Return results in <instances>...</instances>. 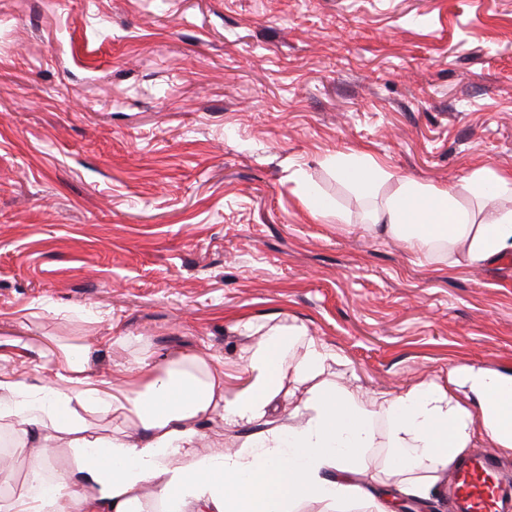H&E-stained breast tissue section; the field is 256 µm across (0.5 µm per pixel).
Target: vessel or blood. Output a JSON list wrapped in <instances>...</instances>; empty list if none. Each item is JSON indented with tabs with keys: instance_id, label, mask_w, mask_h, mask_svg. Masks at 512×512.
I'll return each instance as SVG.
<instances>
[{
	"instance_id": "1",
	"label": "vessel or blood",
	"mask_w": 512,
	"mask_h": 512,
	"mask_svg": "<svg viewBox=\"0 0 512 512\" xmlns=\"http://www.w3.org/2000/svg\"><path fill=\"white\" fill-rule=\"evenodd\" d=\"M451 494L456 512H512V493L504 488L488 453L457 465Z\"/></svg>"
}]
</instances>
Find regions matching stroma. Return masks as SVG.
<instances>
[{
    "label": "stroma",
    "mask_w": 512,
    "mask_h": 512,
    "mask_svg": "<svg viewBox=\"0 0 512 512\" xmlns=\"http://www.w3.org/2000/svg\"><path fill=\"white\" fill-rule=\"evenodd\" d=\"M360 149L370 198L336 175ZM477 173L512 177V0H0V375L195 353L230 397L246 320L304 326L367 396L511 371L512 257L452 272L368 227L407 180L491 221ZM373 455L336 512H453Z\"/></svg>",
    "instance_id": "stroma-1"
}]
</instances>
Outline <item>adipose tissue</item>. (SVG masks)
Here are the masks:
<instances>
[{
  "instance_id": "obj_1",
  "label": "adipose tissue",
  "mask_w": 512,
  "mask_h": 512,
  "mask_svg": "<svg viewBox=\"0 0 512 512\" xmlns=\"http://www.w3.org/2000/svg\"><path fill=\"white\" fill-rule=\"evenodd\" d=\"M336 172L364 196L384 175L362 150L337 160ZM374 222L452 268L512 254V209L477 223L452 187L404 184ZM244 329L252 342L238 366L247 383L229 399L223 362L195 354L143 357L121 388L88 377L84 345L63 348L54 384L0 376V422L37 450L27 495L0 498V512H298L307 501L334 512L361 496L354 478L370 471L369 451L381 443L398 492L422 501L476 437L512 454V372L464 364L447 384L424 381L368 402L324 381L336 355L303 327ZM292 385L304 397L284 416ZM94 415L116 419L111 433H93ZM214 418L243 429L232 453L200 450L201 425ZM56 439L79 463L52 480Z\"/></svg>"
}]
</instances>
